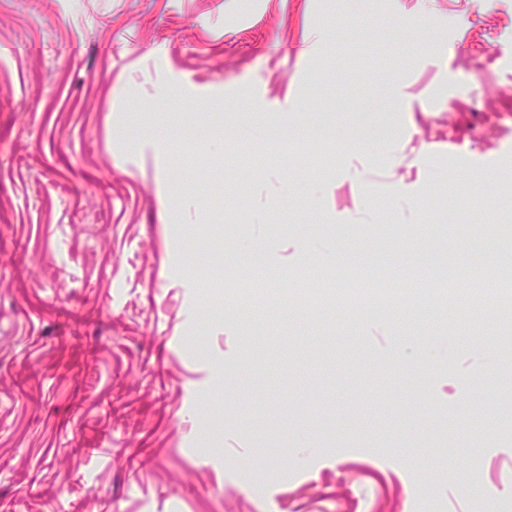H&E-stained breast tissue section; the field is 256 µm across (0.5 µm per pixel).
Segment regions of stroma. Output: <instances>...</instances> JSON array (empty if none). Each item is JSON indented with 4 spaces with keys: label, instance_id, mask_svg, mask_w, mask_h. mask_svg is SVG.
<instances>
[{
    "label": "stroma",
    "instance_id": "1",
    "mask_svg": "<svg viewBox=\"0 0 512 512\" xmlns=\"http://www.w3.org/2000/svg\"><path fill=\"white\" fill-rule=\"evenodd\" d=\"M508 226L512 0H0V512H512ZM469 270V275L466 281L460 280L457 276L448 277V281L442 284L443 288H448V292H455L459 288H470L473 284V279L480 280L486 288H512L511 282L506 279L499 278L496 274L487 271L478 261H469L466 265ZM471 273L475 276L472 277Z\"/></svg>",
    "mask_w": 512,
    "mask_h": 512
}]
</instances>
